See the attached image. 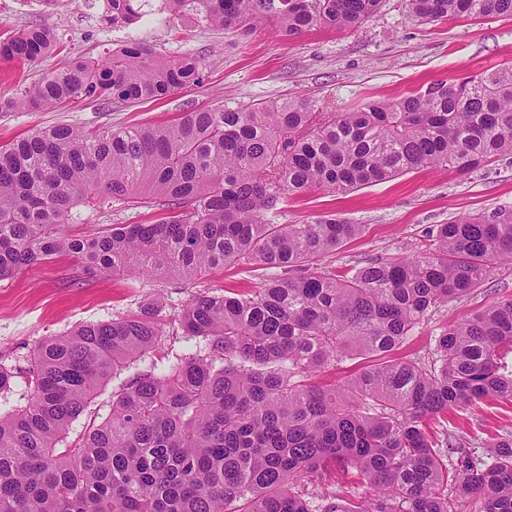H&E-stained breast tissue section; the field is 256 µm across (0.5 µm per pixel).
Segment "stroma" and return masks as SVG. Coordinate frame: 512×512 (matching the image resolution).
I'll list each match as a JSON object with an SVG mask.
<instances>
[{
  "label": "stroma",
  "instance_id": "35a3bbf8",
  "mask_svg": "<svg viewBox=\"0 0 512 512\" xmlns=\"http://www.w3.org/2000/svg\"><path fill=\"white\" fill-rule=\"evenodd\" d=\"M48 26L62 38V53L33 64L0 60V98L61 70L75 58L98 57L130 40L164 55L199 59L201 85L174 91L146 103L85 100L61 110L0 111V146L57 124L88 130L164 123L200 108L283 101L294 96L324 98L342 112L368 99L393 102L430 83L459 79L512 63V18L489 17L424 24L407 8V0H383L377 17L358 29L336 32L317 28L285 39L261 26L243 35L187 17L165 22L144 20L129 27L106 23L100 9L77 0H60L45 9L41 0H0V32ZM512 207V155L466 175L443 169H419L346 195L316 191L282 205L281 224H303L326 213L363 232L321 259L329 270L344 272L379 258L406 257L424 242L427 228L461 216ZM161 212L157 201L136 206L121 202L90 223L71 225L81 237L112 224H151ZM267 271L231 265L189 281L176 274L115 277L84 274L69 259L29 268L0 280V362L26 359L44 340L70 333L86 323L108 321L162 299L169 354L205 348L202 339L185 335L179 319L193 296L203 292L256 289ZM512 293V264L496 268L480 288L431 310L393 357L430 365L438 357L440 332ZM445 429L458 442L487 454L498 438L512 436V405L499 403L449 411ZM359 485L328 469L307 485L312 512L328 502L361 493Z\"/></svg>",
  "mask_w": 512,
  "mask_h": 512
}]
</instances>
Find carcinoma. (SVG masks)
Listing matches in <instances>:
<instances>
[{"label":"carcinoma","mask_w":512,"mask_h":512,"mask_svg":"<svg viewBox=\"0 0 512 512\" xmlns=\"http://www.w3.org/2000/svg\"><path fill=\"white\" fill-rule=\"evenodd\" d=\"M146 0H103L102 19L131 25ZM382 0H162L160 13L248 34L339 32L377 16ZM420 21L512 18V0H408ZM59 50L40 27L0 39V59ZM203 82L188 55L129 43L0 102L31 112L78 100L139 103ZM512 155V64L456 84L432 83L395 102L347 112L303 96L184 112L165 124L95 131L61 124L0 146V280L67 255L83 272L196 279L234 264L275 268L255 291L199 294L181 325L209 352L151 363L112 395L110 414L71 437L98 389L165 333L161 299L42 342L25 368L0 363L26 403L0 414V512H313L303 499L332 465L369 492L323 512H512V439L483 455L430 421L458 406L512 401V294L437 340L439 365L379 361L343 386L315 373L402 345L427 312L480 287L512 261V207L436 224L406 258L338 275L317 261L360 234L334 215L274 224L276 206L325 190L344 195L420 168L468 174ZM160 199L153 224L67 234L73 210Z\"/></svg>","instance_id":"obj_1"}]
</instances>
